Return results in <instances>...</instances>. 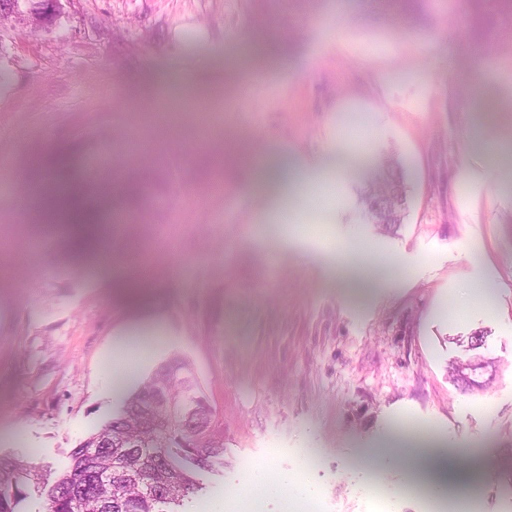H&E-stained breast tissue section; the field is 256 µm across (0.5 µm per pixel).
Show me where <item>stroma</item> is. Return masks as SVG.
I'll list each match as a JSON object with an SVG mask.
<instances>
[{"label": "stroma", "mask_w": 512, "mask_h": 512, "mask_svg": "<svg viewBox=\"0 0 512 512\" xmlns=\"http://www.w3.org/2000/svg\"><path fill=\"white\" fill-rule=\"evenodd\" d=\"M0 456L62 471L121 399L108 358L143 313L162 334L144 381L192 365L224 461L179 512H282L266 473L304 471L322 512H441L403 461L398 425L483 460L476 512H512V6L506 0H68L49 28L0 32ZM282 176L333 168L327 207L270 219L252 163ZM408 173L393 233L359 199L383 161ZM136 194L122 214L140 255L112 242L66 257L18 195L38 174ZM380 264L344 276L328 244ZM490 287L488 303L471 287ZM484 331L497 372L461 393L455 338Z\"/></svg>", "instance_id": "obj_1"}]
</instances>
